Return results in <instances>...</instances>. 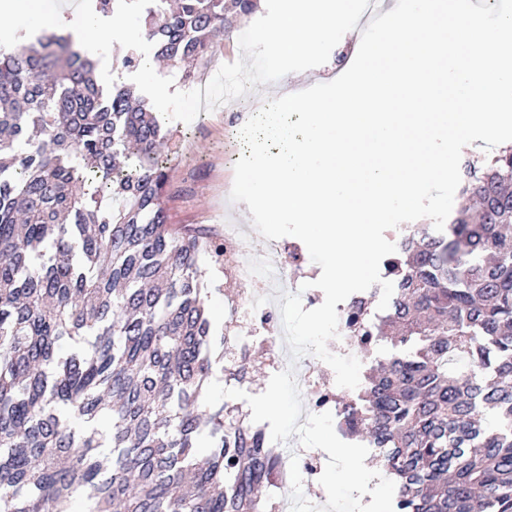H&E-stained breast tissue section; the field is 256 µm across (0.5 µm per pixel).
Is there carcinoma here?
<instances>
[{"mask_svg":"<svg viewBox=\"0 0 512 512\" xmlns=\"http://www.w3.org/2000/svg\"><path fill=\"white\" fill-rule=\"evenodd\" d=\"M229 1L254 7L146 8L157 58L207 68ZM170 135L132 87L104 95L68 35L0 52V512H72L83 489L90 512L265 505L279 449L238 407L203 403L224 334L200 257L224 243L169 223ZM464 176L443 231L395 240L388 307L373 310L378 284L348 303L368 351L388 356L336 428L372 449L390 512H512V146Z\"/></svg>","mask_w":512,"mask_h":512,"instance_id":"cac0c4a2","label":"carcinoma"}]
</instances>
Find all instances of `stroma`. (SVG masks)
<instances>
[{
    "instance_id": "stroma-1",
    "label": "stroma",
    "mask_w": 512,
    "mask_h": 512,
    "mask_svg": "<svg viewBox=\"0 0 512 512\" xmlns=\"http://www.w3.org/2000/svg\"><path fill=\"white\" fill-rule=\"evenodd\" d=\"M47 8L58 11L73 39L80 43H94L111 47L115 62L108 77L102 78L104 88L115 83L134 85L143 96H150L148 78H173L178 90L177 99L163 107L173 137L163 147L168 157L167 186L163 198L170 223L206 228L210 234L223 237L224 227L238 225L250 238L259 260H271L269 242L262 238L251 224L252 216L243 211L240 204L231 202L229 195L234 181V164L243 147L238 132L252 113L266 99L275 98L283 89V82L270 83L245 96L244 105L238 115L223 109L207 111L194 97L196 84L211 80L219 66L239 59L240 34L255 17L264 15V8L253 13L228 14L229 33L220 42L215 59L196 79L184 81L181 67L155 64L152 75L142 71L124 70L120 62L130 49H138L145 56H152L153 46L143 34V15L139 12H124L102 18L100 27L88 28L82 23L84 15L90 14L89 0H43Z\"/></svg>"
}]
</instances>
